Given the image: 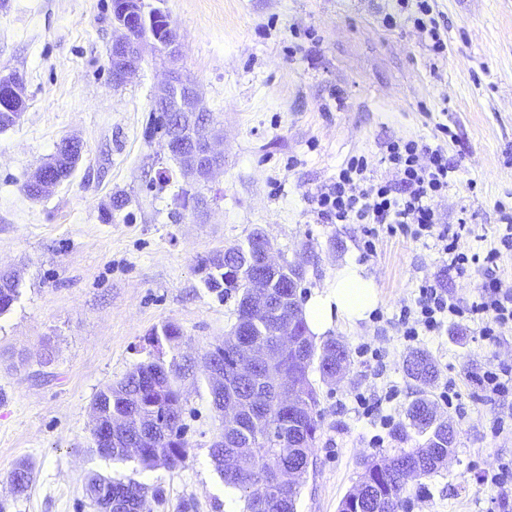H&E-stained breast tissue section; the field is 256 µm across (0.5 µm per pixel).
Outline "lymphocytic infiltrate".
Segmentation results:
<instances>
[{"instance_id":"lymphocytic-infiltrate-1","label":"lymphocytic infiltrate","mask_w":512,"mask_h":512,"mask_svg":"<svg viewBox=\"0 0 512 512\" xmlns=\"http://www.w3.org/2000/svg\"><path fill=\"white\" fill-rule=\"evenodd\" d=\"M401 14L426 32L434 55H444L448 27L435 18L432 0H395L393 12L383 18L384 26H396ZM382 161L389 165L393 177L377 182L368 177L364 158L351 157L333 182L313 194L319 215L340 223L356 219L377 224L385 227L387 233L399 232L416 240L433 235L442 242L451 266L467 263V255L457 250L459 231L450 226L439 227V217L431 206L434 197L447 192L455 172L443 146L398 139L387 143ZM499 241L500 248L490 249L483 258L480 267L483 280L478 298L471 304H461L447 291L433 285L420 288L415 308L405 307L400 311L406 340L433 335L441 332L446 323L479 316L485 321L481 338L492 341L497 337L498 326L512 322V286L504 285L495 271L502 250L512 251L511 222H503Z\"/></svg>"}]
</instances>
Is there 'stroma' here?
<instances>
[{"mask_svg":"<svg viewBox=\"0 0 512 512\" xmlns=\"http://www.w3.org/2000/svg\"><path fill=\"white\" fill-rule=\"evenodd\" d=\"M181 43L179 67L223 133L224 167L194 187L154 129L163 53L146 48L140 72L112 81V0H0V73L20 74L28 108L0 130V269L16 270L21 293L0 316V512H98L88 474L131 477L163 490L144 512H243L209 446L218 424L195 360L237 322L236 297L208 291L201 257L264 231L277 252L303 262V294L324 288L352 260L374 277L375 317L340 325L350 364L340 381L311 371L320 404L312 465L297 512H338L365 461L391 453L394 427L418 396L403 370L414 350L430 353L438 380L428 398L456 433L453 457L407 486L404 512H512L483 477L512 458V394L483 399L472 373L512 365V323L489 342L465 321L409 342L398 324L421 286L472 302L481 275L452 268L436 238L379 233L318 217L312 195L351 156L372 179L391 173L381 157L396 138L443 145L458 172L433 208L444 224H466L465 254L497 246L499 206L512 207V0H434L448 22V49L435 56L412 24H382L388 0H165ZM453 134L445 139L437 124ZM83 144L72 175L48 196L25 185L62 139ZM208 202L182 205L184 190ZM128 198L119 211L114 194ZM172 322L191 367L182 381L185 464L138 471L93 453L91 403L107 385L150 359L149 333ZM379 359L360 357V346ZM455 384L457 398L441 394ZM375 402L373 414L356 398ZM503 429H496L497 420ZM33 467L24 496L8 476Z\"/></svg>","mask_w":512,"mask_h":512,"instance_id":"obj_1","label":"stroma"}]
</instances>
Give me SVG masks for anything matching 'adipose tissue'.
Returning a JSON list of instances; mask_svg holds the SVG:
<instances>
[{
    "label": "adipose tissue",
    "mask_w": 512,
    "mask_h": 512,
    "mask_svg": "<svg viewBox=\"0 0 512 512\" xmlns=\"http://www.w3.org/2000/svg\"><path fill=\"white\" fill-rule=\"evenodd\" d=\"M379 301L374 278L350 261L337 268L324 288L310 294L303 312L310 332L321 337L339 323L354 325L367 320Z\"/></svg>",
    "instance_id": "obj_1"
}]
</instances>
